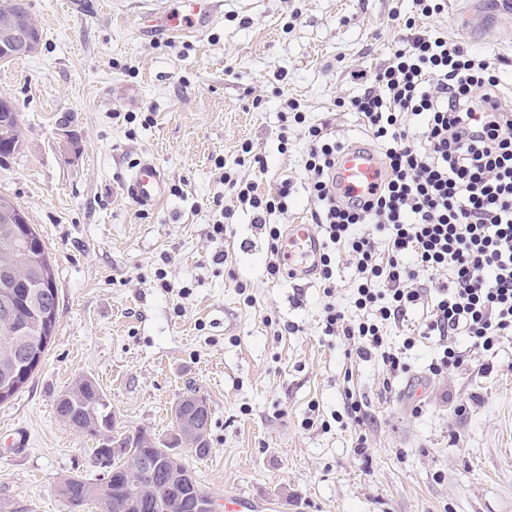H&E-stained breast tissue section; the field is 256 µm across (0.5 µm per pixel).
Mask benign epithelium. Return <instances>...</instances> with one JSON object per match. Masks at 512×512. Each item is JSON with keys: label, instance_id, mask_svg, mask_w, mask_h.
Instances as JSON below:
<instances>
[{"label": "benign epithelium", "instance_id": "1", "mask_svg": "<svg viewBox=\"0 0 512 512\" xmlns=\"http://www.w3.org/2000/svg\"><path fill=\"white\" fill-rule=\"evenodd\" d=\"M27 14L26 0H14L12 11L0 17V61H7L15 56L35 52L41 41L39 30L28 28L23 24V17ZM40 288L32 292L30 305L35 317L41 321L52 320L56 317V311H51L42 306V293ZM0 318L7 321L15 320V302L12 293L8 290L0 292ZM192 404L193 411L206 418L210 417V406L207 400L199 394L183 395L175 403L174 409H179L185 403ZM208 425L197 422L186 424L180 434L181 447L189 449L194 454L209 451ZM112 454L122 456L129 462L128 468L123 472V477L128 478L134 474L150 476L155 471L166 473L163 482L150 481L148 484H137L132 490L131 499L139 501L148 498L152 501L156 512H171L174 505L169 491L176 483L188 482L194 485L193 475L189 471L179 473L177 466L182 460L177 453L172 452L164 459H156L149 456L133 453L130 445L115 443L111 445Z\"/></svg>", "mask_w": 512, "mask_h": 512}]
</instances>
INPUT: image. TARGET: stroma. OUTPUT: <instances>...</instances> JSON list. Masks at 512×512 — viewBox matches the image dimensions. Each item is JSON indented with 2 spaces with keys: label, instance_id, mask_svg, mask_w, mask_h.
Instances as JSON below:
<instances>
[{
  "label": "stroma",
  "instance_id": "1",
  "mask_svg": "<svg viewBox=\"0 0 512 512\" xmlns=\"http://www.w3.org/2000/svg\"><path fill=\"white\" fill-rule=\"evenodd\" d=\"M27 3L41 43L0 63V96L14 100L23 136L0 161V195L25 212L50 254L58 316L41 365L0 405V499L19 512H98L57 491L69 476H103L95 441L55 411L59 394L85 376L121 434L172 435L175 402L199 391L211 409V451L182 456L219 503L512 512V341L432 376L442 348L419 337L424 316L415 311L384 331L394 350L416 339L409 373L384 396L380 356L358 359L323 334L321 281L267 274L266 233L224 194L214 165L223 158L225 171L264 190L290 180L288 210L271 221L310 223L301 187L309 143L285 121L288 103L338 141L371 142L348 102L388 62L405 19L512 61V0H445L429 18L413 0H222L205 27L153 38L140 28L157 0H84L76 10L66 0ZM485 9L497 21L473 34L464 18ZM143 159L168 183L150 210L122 188ZM219 192L234 215L215 242L209 202ZM160 267L170 290L154 285ZM351 399L363 405V425L346 416Z\"/></svg>",
  "mask_w": 512,
  "mask_h": 512
}]
</instances>
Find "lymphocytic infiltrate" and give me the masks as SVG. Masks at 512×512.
<instances>
[{
  "label": "lymphocytic infiltrate",
  "mask_w": 512,
  "mask_h": 512,
  "mask_svg": "<svg viewBox=\"0 0 512 512\" xmlns=\"http://www.w3.org/2000/svg\"><path fill=\"white\" fill-rule=\"evenodd\" d=\"M404 27L388 65L350 100L383 148L388 179L371 201L337 203L330 173L343 145L307 124L301 112L293 114L310 143L303 189L324 243L323 333L342 334L358 358L379 353L387 393L409 367L401 353L384 350L383 330L405 322L419 304L420 275L438 281L424 333L445 347L430 364L431 374L463 365V352L447 344L454 336H468L472 348L486 353L512 337V121L501 116L500 77L506 60L496 53L471 56L409 21ZM215 166L239 206L252 212L254 223L266 225V269L280 276L283 232L270 218L287 210L291 181L266 193L256 182L224 172L223 161ZM358 224L377 225L386 250L372 237L351 235ZM342 248L358 274L354 304L366 313L355 324L346 322L333 299L336 252Z\"/></svg>",
  "instance_id": "f902f5d3"
}]
</instances>
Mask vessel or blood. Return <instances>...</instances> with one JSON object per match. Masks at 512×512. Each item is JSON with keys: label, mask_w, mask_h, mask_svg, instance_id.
<instances>
[{"label": "vessel or blood", "mask_w": 512, "mask_h": 512, "mask_svg": "<svg viewBox=\"0 0 512 512\" xmlns=\"http://www.w3.org/2000/svg\"><path fill=\"white\" fill-rule=\"evenodd\" d=\"M333 179L337 200L357 203L369 194L378 192L386 180V170L376 149L356 140L337 159ZM123 189L137 205L151 208L165 197L167 182L156 164L144 161L128 174ZM321 252L322 242L312 225H289L282 246V262L287 278L315 279Z\"/></svg>", "instance_id": "vessel-or-blood-1"}]
</instances>
